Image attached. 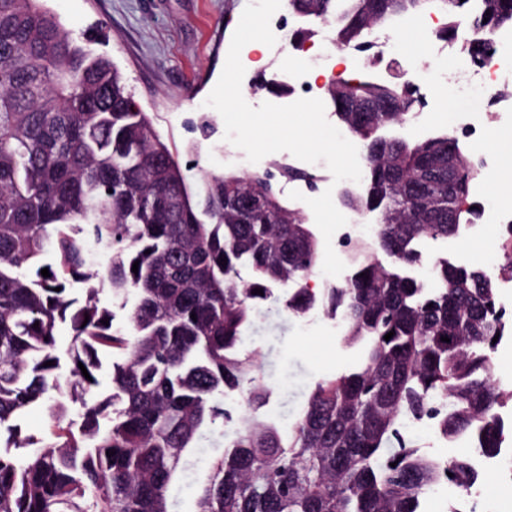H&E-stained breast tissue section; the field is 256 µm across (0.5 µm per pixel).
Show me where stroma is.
<instances>
[{
    "label": "stroma",
    "mask_w": 512,
    "mask_h": 512,
    "mask_svg": "<svg viewBox=\"0 0 512 512\" xmlns=\"http://www.w3.org/2000/svg\"><path fill=\"white\" fill-rule=\"evenodd\" d=\"M248 0H46L73 36L97 22L110 28L105 52L125 75L134 100L149 113L161 136L183 162H191L190 183H198L204 172H253L247 159L224 164L225 126L221 115L205 101L223 70L232 35ZM242 89L252 106L264 102L287 104L288 95L253 91L252 81L263 75L284 80L297 64L289 46L276 42L258 51L245 46ZM425 111L413 114L404 125L390 128V135L417 140L448 129L443 96L428 93ZM493 168L483 172L472 198L483 215L474 231L457 239L427 241L422 251L426 262L439 257L472 269L502 263L499 251L500 225L493 214L512 216V203L499 199L491 182L503 175V154L492 148ZM246 352L255 354L273 394L270 405L286 420H293L304 396L303 385H314L359 360V348L345 347L335 320L322 311H312L301 320L287 312L273 313L245 342Z\"/></svg>",
    "instance_id": "35a3bbf8"
}]
</instances>
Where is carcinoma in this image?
Here are the masks:
<instances>
[{"instance_id": "carcinoma-1", "label": "carcinoma", "mask_w": 512, "mask_h": 512, "mask_svg": "<svg viewBox=\"0 0 512 512\" xmlns=\"http://www.w3.org/2000/svg\"><path fill=\"white\" fill-rule=\"evenodd\" d=\"M288 11L328 29L339 49L401 17L441 15L440 40L454 41L462 24L472 34L465 61L512 29V0H288ZM327 98L390 111L356 123L336 113L366 143L360 191L342 203L374 228L372 242L356 241L345 286L318 296L299 282L319 241L268 191L269 172L207 173L194 188L109 57L79 44L44 0H0V512H175L171 486L216 429L224 449L192 512H418L443 482L465 491L477 481L467 454L445 465L407 427L434 416L433 432L488 455L505 440L495 408L512 393L499 391L490 360L512 316L497 280L446 257L428 279L415 274L422 242L474 227L481 166L447 132L380 141L419 105L398 83L367 73L339 80ZM451 151L467 172L450 196L448 166L423 167ZM90 243L111 254L107 266L89 264ZM77 284L82 300L71 296ZM105 284L122 327L100 305ZM283 288L293 289L289 313L319 307L347 346L364 345L360 364L318 381L286 430L242 350L260 304ZM63 323L72 335L62 353ZM104 354L112 392L98 395ZM63 386L82 411L80 432L58 422L46 442L23 434L26 410ZM234 392L247 412L232 417L223 398Z\"/></svg>"}]
</instances>
